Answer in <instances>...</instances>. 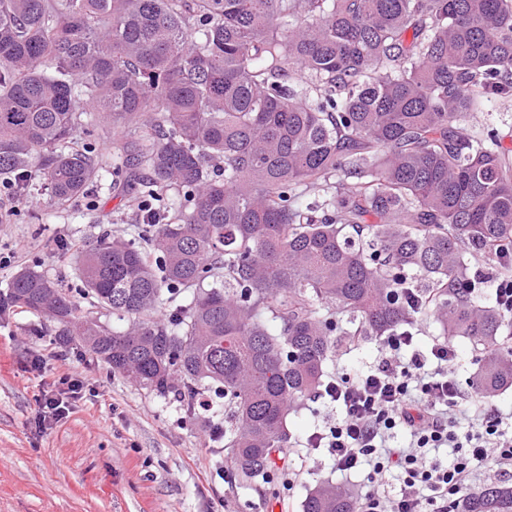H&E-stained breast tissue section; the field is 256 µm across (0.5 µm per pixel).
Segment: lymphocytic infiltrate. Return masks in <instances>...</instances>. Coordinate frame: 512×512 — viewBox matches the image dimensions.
<instances>
[{
  "label": "lymphocytic infiltrate",
  "mask_w": 512,
  "mask_h": 512,
  "mask_svg": "<svg viewBox=\"0 0 512 512\" xmlns=\"http://www.w3.org/2000/svg\"><path fill=\"white\" fill-rule=\"evenodd\" d=\"M412 343L411 332H394L372 370L329 381L322 396L340 416L306 440L308 448L327 451L337 472H368L374 486L360 512H451L477 469L512 477V426L480 391L460 404L454 346L437 342L423 353ZM90 393L82 371L72 369L44 391L37 426L66 418ZM398 429L407 435L400 444L393 439ZM392 471L398 486L379 492Z\"/></svg>",
  "instance_id": "f902f5d3"
}]
</instances>
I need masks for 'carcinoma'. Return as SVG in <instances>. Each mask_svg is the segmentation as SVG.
<instances>
[{
    "mask_svg": "<svg viewBox=\"0 0 512 512\" xmlns=\"http://www.w3.org/2000/svg\"><path fill=\"white\" fill-rule=\"evenodd\" d=\"M509 96L512 0H0V176L21 194L36 170L54 201L79 198L100 173L75 147L91 108L126 129L139 201L161 215L163 192L185 201L140 240L86 242L78 288L17 271L0 316L47 318L188 419L205 394L224 404L243 484L288 471V415L321 394L338 336L430 312L480 351L491 396L512 386V315L476 289L512 280V148L461 125ZM302 512L359 499L327 482ZM452 512H512V485Z\"/></svg>",
    "mask_w": 512,
    "mask_h": 512,
    "instance_id": "obj_1",
    "label": "carcinoma"
}]
</instances>
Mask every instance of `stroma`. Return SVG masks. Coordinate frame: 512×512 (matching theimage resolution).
Listing matches in <instances>:
<instances>
[{"label":"stroma","instance_id":"stroma-1","mask_svg":"<svg viewBox=\"0 0 512 512\" xmlns=\"http://www.w3.org/2000/svg\"><path fill=\"white\" fill-rule=\"evenodd\" d=\"M496 129L512 147V96L473 113L464 131ZM108 179L93 194L66 204L38 190V205L20 206L0 223V252L11 254L0 269V290L16 270L34 268L66 287L77 286L79 246L101 234L136 237L130 204L134 186L115 171L120 129L94 123L80 130ZM381 347L369 339L339 341L327 377L355 375L371 367ZM45 356L43 373L25 372L30 353ZM83 371L95 397L69 416L36 432L33 420L43 389L71 367ZM339 409L317 398L288 417L292 453L286 474L272 486L239 484L223 441L209 428L185 419L174 397H160L111 373L83 349L63 346L56 327L42 317L14 310L0 320V512H301L310 489L324 481L364 493L365 477L336 472L326 452L305 448L307 437L333 423Z\"/></svg>","mask_w":512,"mask_h":512}]
</instances>
